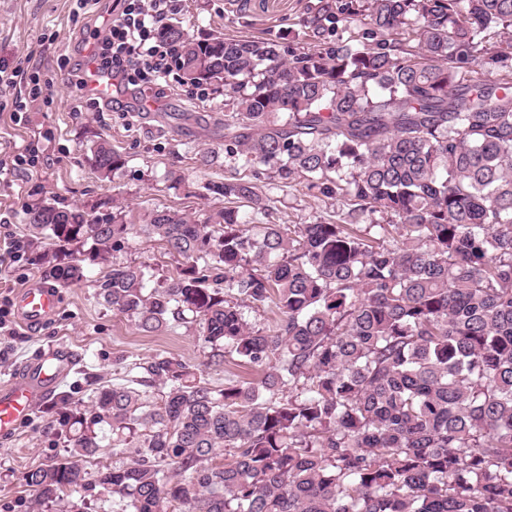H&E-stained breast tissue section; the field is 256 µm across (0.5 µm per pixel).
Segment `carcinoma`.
<instances>
[{
    "label": "carcinoma",
    "mask_w": 512,
    "mask_h": 512,
    "mask_svg": "<svg viewBox=\"0 0 512 512\" xmlns=\"http://www.w3.org/2000/svg\"><path fill=\"white\" fill-rule=\"evenodd\" d=\"M304 27L316 48L286 55L179 21L156 37L191 84L224 86L226 155L335 200L336 221L253 239L274 201L233 175L202 224L26 206L27 260L62 286L135 233L162 242L175 274L114 263L100 299L262 373L216 391L173 356L132 363L59 414L68 455L28 472L36 512H84L93 487L119 512H512V43L485 40L512 31V0H319ZM90 152L104 178L126 165ZM105 427L118 461L92 475Z\"/></svg>",
    "instance_id": "1"
}]
</instances>
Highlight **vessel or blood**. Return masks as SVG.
Masks as SVG:
<instances>
[{"label": "vessel or blood", "mask_w": 512, "mask_h": 512, "mask_svg": "<svg viewBox=\"0 0 512 512\" xmlns=\"http://www.w3.org/2000/svg\"><path fill=\"white\" fill-rule=\"evenodd\" d=\"M57 305L58 291L49 286H32L15 297L18 320L34 329L52 318ZM75 360L73 350L55 348L26 363L17 380L0 385V438L12 436L36 404L53 394Z\"/></svg>", "instance_id": "b4317fda"}]
</instances>
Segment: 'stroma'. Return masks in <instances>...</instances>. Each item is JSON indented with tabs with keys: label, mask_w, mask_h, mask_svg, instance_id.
Returning a JSON list of instances; mask_svg holds the SVG:
<instances>
[{
	"label": "stroma",
	"mask_w": 512,
	"mask_h": 512,
	"mask_svg": "<svg viewBox=\"0 0 512 512\" xmlns=\"http://www.w3.org/2000/svg\"><path fill=\"white\" fill-rule=\"evenodd\" d=\"M316 0H177L173 18L190 27L195 37L272 38L286 48L313 49L303 20ZM124 0H93L86 9L75 0H0V62L36 68L42 95L21 122L11 118L13 101L27 92V84L0 87V152L32 149L36 161L0 175V241L27 243L24 210L32 191L69 205H91L112 198L132 216L157 207L203 222L224 205L213 193L223 183L229 161L224 151V93L187 84L179 72L148 94H122L121 109L100 106L80 97L71 73L84 62L92 31L105 30L123 9ZM104 138L127 160L111 178L93 168L88 147ZM182 171L186 180L167 188L168 169ZM260 187L275 201L277 224H311L335 218L334 200L307 196L302 187L287 188L262 179ZM118 263L135 261L154 269L157 278L171 275L176 266L161 242L134 235L115 252ZM105 266L81 283L59 289L54 317L38 330L10 320L0 331V383L36 354L65 345L80 360L64 387L75 404H89L96 390L129 377V365L164 353L202 368L211 388L258 378L257 369L230 361L209 363L207 351L194 329L183 326L158 335L137 330L98 296ZM55 399L38 404L10 439L0 438V512H31L34 492L25 474L66 456L68 448L56 422Z\"/></svg>",
	"instance_id": "35a3bbf8"
}]
</instances>
